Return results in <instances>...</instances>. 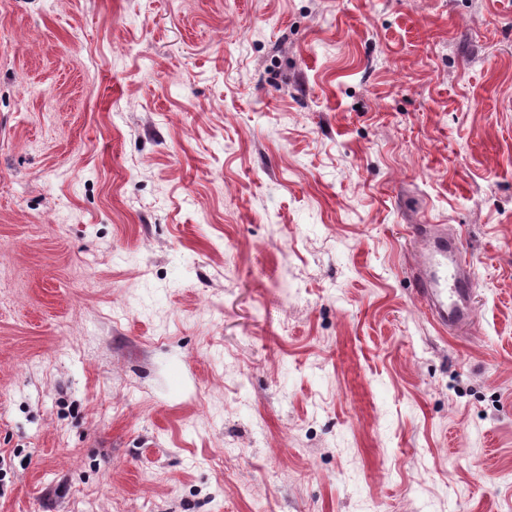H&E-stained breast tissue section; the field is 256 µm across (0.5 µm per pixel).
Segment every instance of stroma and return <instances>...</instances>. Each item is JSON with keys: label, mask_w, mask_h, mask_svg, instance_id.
<instances>
[{"label": "stroma", "mask_w": 512, "mask_h": 512, "mask_svg": "<svg viewBox=\"0 0 512 512\" xmlns=\"http://www.w3.org/2000/svg\"><path fill=\"white\" fill-rule=\"evenodd\" d=\"M0 512H512V0H0ZM436 225L418 224L420 262L413 276L415 293L439 327L448 332L475 324L472 297L476 282L458 236L439 233Z\"/></svg>", "instance_id": "35a3bbf8"}]
</instances>
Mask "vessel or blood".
I'll list each match as a JSON object with an SVG mask.
<instances>
[{
  "label": "vessel or blood",
  "mask_w": 512,
  "mask_h": 512,
  "mask_svg": "<svg viewBox=\"0 0 512 512\" xmlns=\"http://www.w3.org/2000/svg\"><path fill=\"white\" fill-rule=\"evenodd\" d=\"M414 234L420 253L413 274L416 295L442 329H471L476 282L459 237L438 232L431 224L416 225Z\"/></svg>",
  "instance_id": "1"
}]
</instances>
